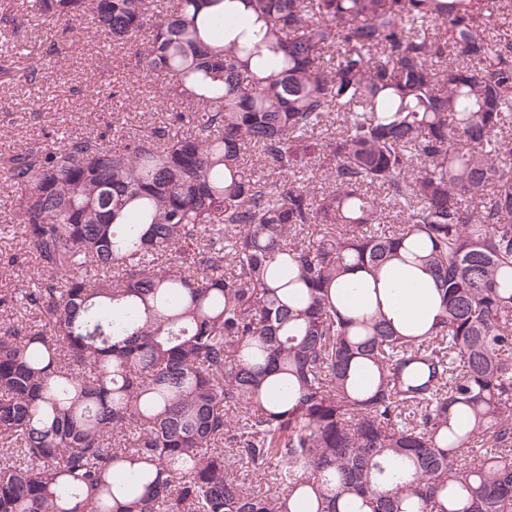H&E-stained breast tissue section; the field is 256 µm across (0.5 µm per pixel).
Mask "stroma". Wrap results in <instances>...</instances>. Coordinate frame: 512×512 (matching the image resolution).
Returning a JSON list of instances; mask_svg holds the SVG:
<instances>
[{"mask_svg":"<svg viewBox=\"0 0 512 512\" xmlns=\"http://www.w3.org/2000/svg\"><path fill=\"white\" fill-rule=\"evenodd\" d=\"M0 32L13 45L45 49L57 40L53 21L28 19L20 0H0ZM97 71L103 83L119 86V95L92 96L86 72ZM180 106L167 95L161 76H145L132 50L99 46L92 31H84L66 53L53 57L43 87L22 82L0 85V156L50 145L56 134L99 136L112 141L116 131L144 132L169 122ZM15 266H8L9 257ZM34 256L16 216L11 190L0 188V294L27 278Z\"/></svg>","mask_w":512,"mask_h":512,"instance_id":"obj_1","label":"stroma"}]
</instances>
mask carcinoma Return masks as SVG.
<instances>
[{
	"label": "carcinoma",
	"instance_id": "carcinoma-1",
	"mask_svg": "<svg viewBox=\"0 0 512 512\" xmlns=\"http://www.w3.org/2000/svg\"><path fill=\"white\" fill-rule=\"evenodd\" d=\"M247 3L270 69L203 0H32L183 111L0 162L36 262L0 307L40 314L0 327V512H512V0ZM395 263L429 327L332 294Z\"/></svg>",
	"mask_w": 512,
	"mask_h": 512
}]
</instances>
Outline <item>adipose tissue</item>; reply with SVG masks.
<instances>
[{
    "label": "adipose tissue",
    "instance_id": "obj_1",
    "mask_svg": "<svg viewBox=\"0 0 512 512\" xmlns=\"http://www.w3.org/2000/svg\"><path fill=\"white\" fill-rule=\"evenodd\" d=\"M225 16L238 18L237 26L224 32L225 42H251L259 45L263 58H275L276 52L270 43L264 42V33L260 23H257L246 0H224ZM390 293L392 302L389 314L398 322H412L432 319L436 307L430 300L431 282L426 274L420 271L394 269L387 282L377 285L361 274L346 275L337 285L338 296L359 301L371 296L373 290Z\"/></svg>",
    "mask_w": 512,
    "mask_h": 512
}]
</instances>
